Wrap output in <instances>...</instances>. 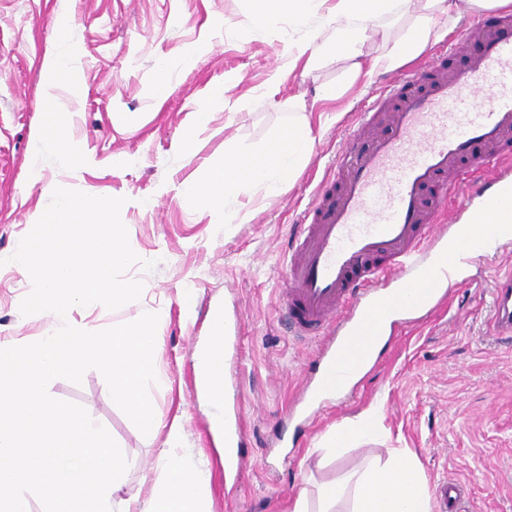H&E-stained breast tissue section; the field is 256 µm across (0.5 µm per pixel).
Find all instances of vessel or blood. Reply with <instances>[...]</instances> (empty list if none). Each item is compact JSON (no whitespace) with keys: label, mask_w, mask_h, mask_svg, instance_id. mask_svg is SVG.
<instances>
[{"label":"vessel or blood","mask_w":512,"mask_h":512,"mask_svg":"<svg viewBox=\"0 0 512 512\" xmlns=\"http://www.w3.org/2000/svg\"><path fill=\"white\" fill-rule=\"evenodd\" d=\"M483 34L481 52L449 75L419 68L393 79L384 92L396 103L389 134L371 137L376 115L360 113L357 134L370 148L343 153L296 221L282 296L298 335L319 342L301 396L310 409L352 392L388 314L432 312L435 258L461 241L447 201L475 196L493 210L497 192L512 186V17ZM475 95L485 102L478 110ZM494 326L512 333L510 286L494 291ZM224 416L238 470L241 399L225 404Z\"/></svg>","instance_id":"vessel-or-blood-1"}]
</instances>
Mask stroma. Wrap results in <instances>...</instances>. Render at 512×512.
Here are the masks:
<instances>
[{
	"label": "stroma",
	"instance_id": "obj_1",
	"mask_svg": "<svg viewBox=\"0 0 512 512\" xmlns=\"http://www.w3.org/2000/svg\"><path fill=\"white\" fill-rule=\"evenodd\" d=\"M423 6L424 0H403L383 16L362 47L364 59L383 53ZM261 8L260 0H0V256L17 249L54 187L150 200L149 210L121 211L132 249L155 263L148 272L136 266L127 272L143 282L141 298L115 311L80 307L72 318L99 331L158 314L160 373L149 389L154 417L179 422L183 454L208 468L211 512H291L301 493L310 512H319L320 486L389 448L416 458L428 490L451 480L461 485L456 502L433 499L432 512H512V335H496L492 305L498 275L512 268V246L466 265L433 313L383 343L376 366L351 394L329 398L316 413L298 403L317 343L293 332L281 294L283 255L297 214L346 144L368 148L369 139L354 136L358 114L395 74L351 76V61L342 56L306 67L295 61L293 45L327 37L322 17L300 22L282 15L258 28L253 17ZM501 14L495 8L476 15L494 31ZM476 15L446 18L412 66ZM218 18L224 26L212 30ZM203 40L209 49L183 65L184 52ZM61 52L71 58L79 93L54 85L42 69L46 57ZM276 72L281 83L273 94ZM161 79L167 92L159 99L154 86ZM336 86L342 95L323 99V90ZM219 87L224 105L215 109L209 97ZM48 98L56 112L69 115L68 134L90 160L82 172L31 152ZM198 110L211 113L200 135L190 122ZM301 113L316 140L307 165L281 195L266 198L244 185L233 208L239 219L231 224L223 204L177 197V187L205 165L242 147H261ZM188 286L196 290L189 318L179 299ZM31 288L29 276L0 267V342H36L50 324L48 314H21ZM221 308L239 327V357L227 365L225 381L239 390L245 416V466L231 491L223 426L205 401L196 364L211 315ZM48 391L83 406L112 435L128 461L123 495L148 498L165 435H143L114 404L97 370L78 384L53 380ZM373 405L381 409L374 438L338 456L320 448L326 433Z\"/></svg>",
	"mask_w": 512,
	"mask_h": 512
}]
</instances>
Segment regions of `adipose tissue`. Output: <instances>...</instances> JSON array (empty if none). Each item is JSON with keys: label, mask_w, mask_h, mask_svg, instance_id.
Masks as SVG:
<instances>
[{"label": "adipose tissue", "mask_w": 512, "mask_h": 512, "mask_svg": "<svg viewBox=\"0 0 512 512\" xmlns=\"http://www.w3.org/2000/svg\"><path fill=\"white\" fill-rule=\"evenodd\" d=\"M400 0H336L326 12V24L332 28L330 38L320 43L296 42L297 57L315 65L324 56L336 55L355 59L369 30L380 17L391 13ZM436 22L426 17L409 29L377 57L374 67L391 70L421 53L434 33ZM315 144L308 119H300L277 134L261 152L240 150L223 162L205 168L196 178L184 181L178 195L200 204L219 199L233 204L243 183H250L264 196L284 192L288 181L310 157ZM31 150L36 154H53L63 158L72 168L85 163L72 148L64 121H52L36 127L31 135ZM209 363L204 372L207 397L213 408L224 405V319H212V334L207 349ZM321 512H334L337 503L350 500L349 512H432L431 500L415 461L407 454L390 451L385 461H375L354 471L344 482L321 487Z\"/></svg>", "instance_id": "1"}]
</instances>
